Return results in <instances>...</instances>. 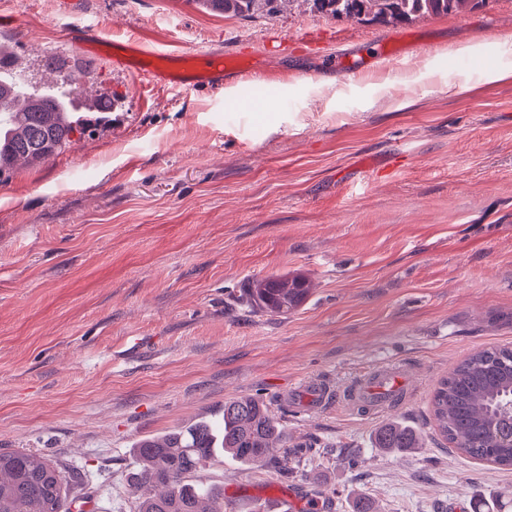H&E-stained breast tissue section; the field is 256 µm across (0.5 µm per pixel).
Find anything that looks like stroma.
<instances>
[{
    "mask_svg": "<svg viewBox=\"0 0 512 512\" xmlns=\"http://www.w3.org/2000/svg\"><path fill=\"white\" fill-rule=\"evenodd\" d=\"M83 6L114 37L245 47L254 67L224 85L262 86L272 105L236 112L208 89L147 86L71 43L56 0H0L11 76L42 87L81 68L88 96L119 98L94 138L0 181V451L83 471L85 512H135V443L255 396L302 455L197 472L244 512L289 488L323 512L364 499L452 512L473 494L512 512V469L452 451L430 415L457 363L512 342V0L397 26L296 4L269 19L192 0ZM384 36L404 37V61L326 68L324 55ZM272 275L308 278V298L259 310L247 287ZM389 360L409 371L401 409L297 413L278 399L312 379L343 389ZM392 419L421 446L376 448Z\"/></svg>",
    "mask_w": 512,
    "mask_h": 512,
    "instance_id": "stroma-1",
    "label": "stroma"
}]
</instances>
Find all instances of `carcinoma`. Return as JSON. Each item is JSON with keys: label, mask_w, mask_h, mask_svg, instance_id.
Instances as JSON below:
<instances>
[{"label": "carcinoma", "mask_w": 512, "mask_h": 512, "mask_svg": "<svg viewBox=\"0 0 512 512\" xmlns=\"http://www.w3.org/2000/svg\"><path fill=\"white\" fill-rule=\"evenodd\" d=\"M200 8L245 18L272 16L292 0H193ZM318 13L347 16L362 23L399 24L418 17L462 14L489 0H304ZM82 77L69 74L61 90L28 89L0 79V176L20 161L39 164L75 140L94 135L101 117L95 104H79ZM249 298L260 310L285 314L309 294L303 277L258 280ZM512 402V346L497 345L463 359L441 379L431 398L437 430L455 450L501 468L512 467V422L498 411ZM286 439L281 424L259 397L224 403L219 421H200L162 438L135 446L130 483L138 493L136 512H224V489L190 477L214 458L229 454L248 464L265 465L273 443ZM421 436L398 420L377 433L376 447L388 452L417 448ZM79 473L31 450L0 452V512H72L81 499Z\"/></svg>", "instance_id": "carcinoma-1"}]
</instances>
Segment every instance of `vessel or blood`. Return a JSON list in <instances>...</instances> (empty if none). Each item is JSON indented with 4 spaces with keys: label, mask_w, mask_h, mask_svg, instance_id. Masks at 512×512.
<instances>
[{
    "label": "vessel or blood",
    "mask_w": 512,
    "mask_h": 512,
    "mask_svg": "<svg viewBox=\"0 0 512 512\" xmlns=\"http://www.w3.org/2000/svg\"><path fill=\"white\" fill-rule=\"evenodd\" d=\"M60 5L63 15L70 19L69 36L81 43L86 54L104 57L115 71L142 78L154 87L178 92L203 86L220 89L224 86L225 76L251 65L250 56L242 51L230 55L204 48L165 51L138 40L118 42L87 24L76 0H61ZM341 398L353 411L363 409L378 414L391 410L410 398L407 370L401 364H380L369 375L350 385ZM279 400L301 408L320 409L333 404L335 398L328 384L315 379L299 389L281 394Z\"/></svg>",
    "instance_id": "obj_1"
}]
</instances>
